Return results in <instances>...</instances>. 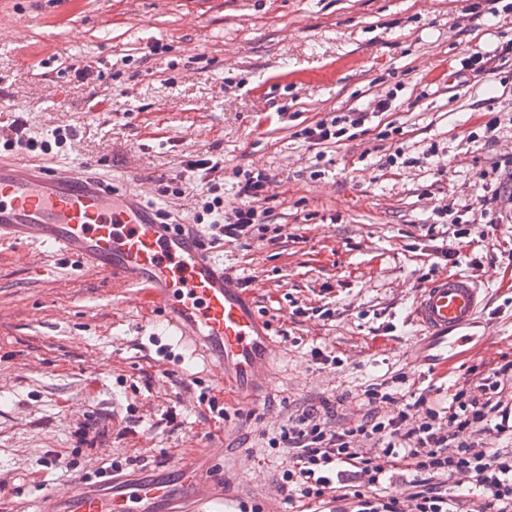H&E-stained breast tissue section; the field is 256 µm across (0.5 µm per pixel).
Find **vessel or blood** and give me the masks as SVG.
Segmentation results:
<instances>
[{
  "instance_id": "b4317fda",
  "label": "vessel or blood",
  "mask_w": 512,
  "mask_h": 512,
  "mask_svg": "<svg viewBox=\"0 0 512 512\" xmlns=\"http://www.w3.org/2000/svg\"><path fill=\"white\" fill-rule=\"evenodd\" d=\"M76 257L123 288L146 294L169 336L189 357L204 353L224 384L269 385L274 342L252 294L207 248L194 224H164L155 207L122 184L97 179L90 162L36 170L0 162V241ZM483 291L468 275L438 277L415 298L412 319L428 338L430 359L469 343ZM224 492L222 457L191 454L175 470L135 478L113 475L108 486L49 494L45 512H240Z\"/></svg>"
}]
</instances>
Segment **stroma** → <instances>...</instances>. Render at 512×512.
Segmentation results:
<instances>
[{"label": "stroma", "mask_w": 512, "mask_h": 512, "mask_svg": "<svg viewBox=\"0 0 512 512\" xmlns=\"http://www.w3.org/2000/svg\"><path fill=\"white\" fill-rule=\"evenodd\" d=\"M494 2L0 0V126L21 121L48 144L1 159L93 162L181 224L224 221L203 214L188 160L223 159L225 209L240 202L237 173L269 175L266 230L217 253L253 289L279 349L269 391L252 400L203 357L186 359L144 295L75 257L47 265L34 247L1 243L0 512H38L116 462L140 475L207 452L226 455L228 493L289 512L277 485L288 451L268 441L296 410L342 396L355 418L371 384L442 399L463 378L466 355L437 372L414 360L412 305L436 275L480 284L487 305L469 333L485 356L512 353L511 175L497 210L481 208L484 172L512 156V55H499L512 15ZM475 52L495 56L493 73L467 67ZM92 60L100 77L76 78ZM388 94L391 109L352 137L322 151L303 139ZM59 127L71 131L62 148ZM175 179L190 190L166 192ZM438 210L469 236L428 240ZM441 249L452 263H435ZM321 306L329 316L314 315ZM315 348L335 364L316 363Z\"/></svg>", "instance_id": "1"}]
</instances>
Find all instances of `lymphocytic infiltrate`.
Wrapping results in <instances>:
<instances>
[{"mask_svg": "<svg viewBox=\"0 0 512 512\" xmlns=\"http://www.w3.org/2000/svg\"><path fill=\"white\" fill-rule=\"evenodd\" d=\"M369 118L351 108L303 135L310 144H329ZM267 181L262 173L239 181L241 203L213 225L212 243L252 236L263 220L254 202ZM360 406L359 420L338 424L337 405H307L270 438V447L288 451L279 488L298 512H512V449L490 441L512 439V357L470 367L444 403L423 393L400 401L376 383ZM396 476L408 479L401 497L383 490ZM451 478L456 486H448Z\"/></svg>", "mask_w": 512, "mask_h": 512, "instance_id": "1", "label": "lymphocytic infiltrate"}]
</instances>
